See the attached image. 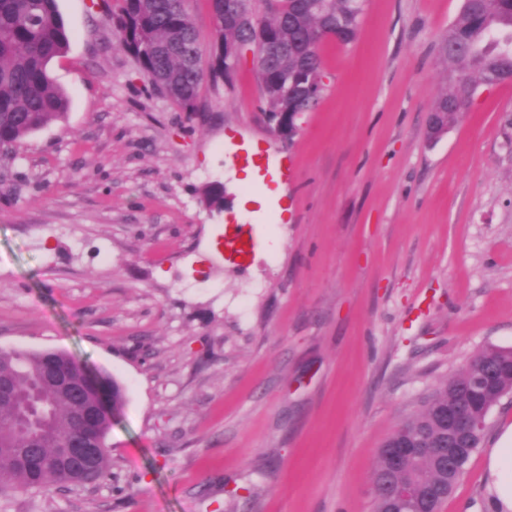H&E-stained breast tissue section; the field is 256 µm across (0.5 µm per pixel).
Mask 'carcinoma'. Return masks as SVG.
I'll use <instances>...</instances> for the list:
<instances>
[{"label":"carcinoma","mask_w":512,"mask_h":512,"mask_svg":"<svg viewBox=\"0 0 512 512\" xmlns=\"http://www.w3.org/2000/svg\"><path fill=\"white\" fill-rule=\"evenodd\" d=\"M190 0H121L112 16L119 45L134 60L152 90L183 112L199 111V90L205 79H224L217 64L220 47L249 39L259 48L278 45L269 57L254 60L266 104L276 121L285 112L309 111L324 89L313 88L298 101L296 89L313 74L325 71L320 55L322 33L338 30L339 43L358 36L366 0H235V12L257 19L251 29L239 26L224 12V0H208L214 20L209 44L201 42L188 9ZM70 33L58 0H0V150L16 148L25 138L65 115L66 93L48 73L49 63L66 52ZM439 54L459 80L450 81L435 99L432 111L439 126L459 118L455 103L470 87L512 83V0H464L461 12L448 26ZM73 375L87 379L91 371L61 351ZM47 353L0 348V377L12 384L11 396L0 400V494L38 492L83 485L102 477L108 467L107 446L86 473L68 468L63 443L73 433L74 406L43 381ZM497 372L496 388H483L482 373ZM512 393V350L488 346L469 364L443 382L423 409L403 422L378 452L373 472L374 512H440L470 459L483 432L471 447L453 457L452 472L439 464L441 445L452 437L440 427L439 413L460 409L484 418L503 397ZM409 438L413 452L395 466L387 448ZM408 488L401 499L397 492Z\"/></svg>","instance_id":"1"}]
</instances>
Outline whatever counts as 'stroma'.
<instances>
[{"label": "stroma", "mask_w": 512, "mask_h": 512, "mask_svg": "<svg viewBox=\"0 0 512 512\" xmlns=\"http://www.w3.org/2000/svg\"><path fill=\"white\" fill-rule=\"evenodd\" d=\"M119 6L58 0L67 112L0 152V347L123 386L110 472L0 512H374L385 440L512 348V83L429 141L463 0H366L283 140L252 62L195 112L153 92ZM511 424L507 396L441 512H492L484 451Z\"/></svg>", "instance_id": "obj_1"}]
</instances>
